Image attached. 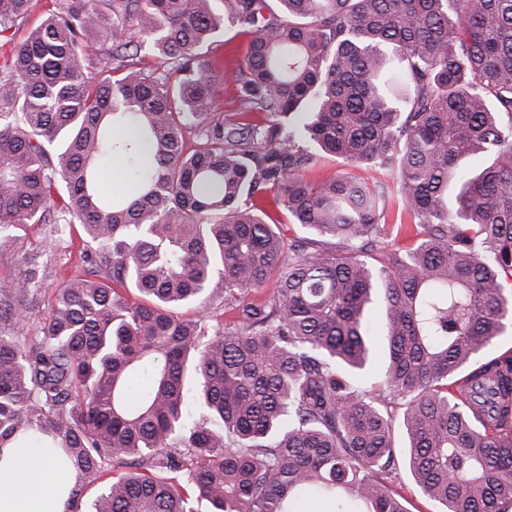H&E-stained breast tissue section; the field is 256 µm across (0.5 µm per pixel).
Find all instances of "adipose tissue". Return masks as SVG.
Returning <instances> with one entry per match:
<instances>
[{
	"instance_id": "adipose-tissue-1",
	"label": "adipose tissue",
	"mask_w": 512,
	"mask_h": 512,
	"mask_svg": "<svg viewBox=\"0 0 512 512\" xmlns=\"http://www.w3.org/2000/svg\"><path fill=\"white\" fill-rule=\"evenodd\" d=\"M8 454L0 470V512H62L58 491L71 485V472L43 448H12Z\"/></svg>"
}]
</instances>
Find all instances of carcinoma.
Instances as JSON below:
<instances>
[{
	"mask_svg": "<svg viewBox=\"0 0 512 512\" xmlns=\"http://www.w3.org/2000/svg\"><path fill=\"white\" fill-rule=\"evenodd\" d=\"M111 4L56 0L17 43L34 0H0V240L97 246L39 336L30 282L0 290V448L54 449L64 512H406L400 468L444 512H512V352L482 357L512 325V0ZM228 27L239 121L207 54ZM325 155L348 170L310 179ZM219 42L214 43L208 49L210 56L224 57L225 67H231L232 64L243 61L249 37L243 34H237L236 29L225 30L224 35L217 38ZM218 87V112H224V119L236 120L240 117V103L236 98L235 90L229 82V77L225 76L224 70L219 73Z\"/></svg>",
	"mask_w": 512,
	"mask_h": 512,
	"instance_id": "obj_1",
	"label": "carcinoma"
}]
</instances>
